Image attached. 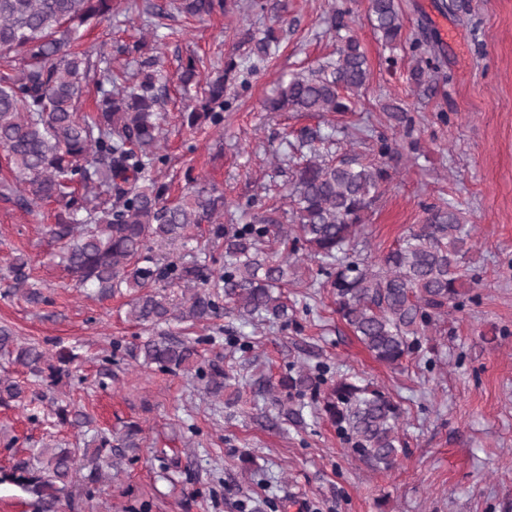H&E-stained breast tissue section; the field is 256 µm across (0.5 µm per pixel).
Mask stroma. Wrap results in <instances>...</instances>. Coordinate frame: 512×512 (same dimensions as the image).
<instances>
[{"mask_svg":"<svg viewBox=\"0 0 512 512\" xmlns=\"http://www.w3.org/2000/svg\"><path fill=\"white\" fill-rule=\"evenodd\" d=\"M444 2L399 0L404 28L388 47L373 32L367 0H354L348 23L370 80L356 110L341 118L336 152L371 157L381 132L396 149L385 159L389 187L364 226L371 255L394 247L427 207L451 203L462 212L472 227L465 269L477 301L449 310L431 349L394 369L352 335L326 289L312 284L310 260L299 258L285 290L286 326L246 325L227 314L195 328L201 357H222L240 386V396L215 398L194 376L132 358L149 331L128 319L126 297H86L56 266L58 245L44 232L56 204L28 213L0 197V324L21 340L73 346L80 355L56 384L0 362V378L25 392L24 401L0 405V467L52 439L82 447L80 433L54 414L70 404L93 416L95 427L119 433L135 423L142 433L108 482L89 497L73 488L59 512H241L254 501L263 512H512V0H456L451 11ZM150 3L114 0L111 20L88 29L80 48L93 59L105 42L150 41L167 79L161 147L168 163L154 176L175 196L191 177L223 187L222 222L230 224L239 205L266 189L286 192L290 141L325 128L326 115L269 112L264 102L280 78L334 53L331 17L343 0H288L279 52L248 76L223 125L203 131L181 121L191 100L176 86L179 64L199 57L201 77H215L239 30L258 17L244 4L225 16L174 10L156 17ZM427 36L438 38L445 64L437 84L424 89L409 78L410 45ZM389 102L405 109L404 122L388 118ZM20 256L45 302L8 294V267ZM301 364L386 387L400 400L407 448L395 469L375 472L347 456L314 405L304 424L261 426L275 412L262 386Z\"/></svg>","mask_w":512,"mask_h":512,"instance_id":"obj_1","label":"stroma"}]
</instances>
